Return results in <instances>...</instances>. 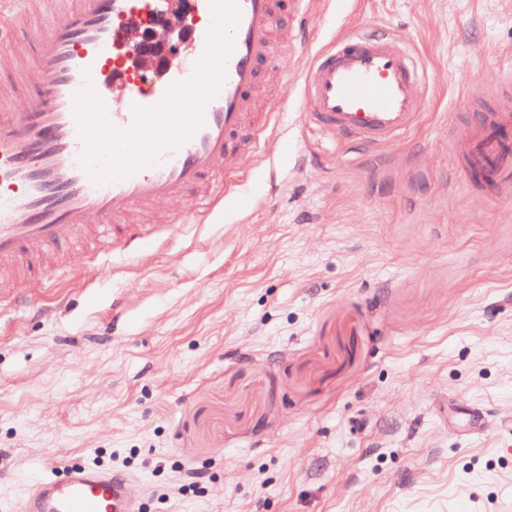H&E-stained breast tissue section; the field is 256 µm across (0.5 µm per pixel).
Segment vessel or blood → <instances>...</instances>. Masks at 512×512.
I'll list each match as a JSON object with an SVG mask.
<instances>
[{
	"label": "vessel or blood",
	"mask_w": 512,
	"mask_h": 512,
	"mask_svg": "<svg viewBox=\"0 0 512 512\" xmlns=\"http://www.w3.org/2000/svg\"><path fill=\"white\" fill-rule=\"evenodd\" d=\"M314 0H237L235 49L225 65L203 123L178 147L160 149L151 163L124 179L97 183L84 167L74 96L92 85L107 121L130 131L136 108L158 105L168 89L192 78L205 52L210 0H193L204 23L196 28L188 59L166 68L149 88L137 82L138 46L126 31L153 17L161 0H77L34 34L36 65L26 81L37 94L11 112H0V285L43 253L96 237L115 249L147 246L140 221L152 207L192 198L187 212L205 214L215 197L232 192V178L254 156L274 112L254 113L260 68L276 53L275 28L302 40ZM26 0H0V100L14 99L15 21ZM123 47L126 68L106 73L110 53ZM426 80L415 55L388 35H340L304 71L301 99L307 124L325 136L345 137L375 150L397 142L419 118L417 91ZM458 165L470 184L512 199V74H505L493 105L454 142ZM130 477L78 465L44 475L8 501L6 512H142L129 493Z\"/></svg>",
	"instance_id": "obj_1"
}]
</instances>
